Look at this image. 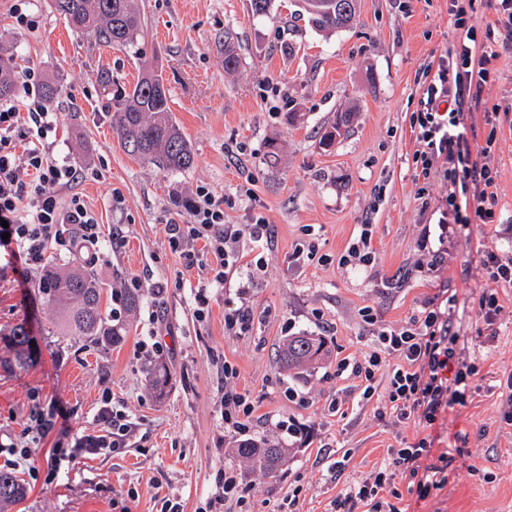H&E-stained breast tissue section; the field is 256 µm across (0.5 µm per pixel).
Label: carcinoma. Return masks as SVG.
I'll use <instances>...</instances> for the list:
<instances>
[{
	"mask_svg": "<svg viewBox=\"0 0 512 512\" xmlns=\"http://www.w3.org/2000/svg\"><path fill=\"white\" fill-rule=\"evenodd\" d=\"M53 9L63 16L76 33L112 48H126L143 32L137 0H52ZM309 22L329 32L350 27L356 19L358 0H302ZM23 59L14 53H0V100L15 92V78ZM240 56L232 35L224 33V71L235 72ZM169 90L159 70L151 63H141V71L131 88L116 89L112 96L117 126L128 153L167 170H185L192 166L190 145L172 117ZM77 270H61L49 265L38 280L36 300L52 308L55 318L48 329L51 336H65L97 344L113 345L123 339L121 327L101 306L102 286L95 277L90 257L79 258ZM11 346L28 355L35 354L32 336L24 323L9 333ZM327 356L324 341L313 336H290L281 348V362L290 370H306L323 362ZM148 383L157 389L169 382V372L162 365L147 371ZM241 458L264 472L277 471L285 451L268 444L245 440L237 444ZM26 489L16 475L0 470V505L24 497Z\"/></svg>",
	"mask_w": 512,
	"mask_h": 512,
	"instance_id": "1",
	"label": "carcinoma"
}]
</instances>
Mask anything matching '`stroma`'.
<instances>
[{
	"label": "stroma",
	"instance_id": "stroma-1",
	"mask_svg": "<svg viewBox=\"0 0 512 512\" xmlns=\"http://www.w3.org/2000/svg\"><path fill=\"white\" fill-rule=\"evenodd\" d=\"M358 2L352 27L329 32L312 26L299 0H271L262 18L252 15L250 0H141L144 32L119 50L74 33L49 0H27L35 26L18 29L16 0H0V49L20 50L38 62L41 77L62 85L51 153L81 169L75 190L103 233L121 234L95 265L103 307L113 308L124 280L139 278L145 288L135 311L116 316L126 328L120 343H59L45 334L53 310L32 306L33 289L17 287L12 270L0 269V469L22 441L30 412L50 416L55 402L71 408L73 428H90L108 389L134 424L123 454L80 459L56 473L51 450L59 433L37 440L18 473L27 494L1 512H160L168 496L184 512H199L230 465L249 487V512H280L291 497L295 512H331L349 483L369 477L388 462L389 449L421 432L417 422L397 421L383 401L362 400L358 378L337 373L338 362L363 359L377 326L399 328L426 303L448 299L457 355L479 373L466 404L446 413L434 450L464 454L449 466L447 485L428 498L418 499L407 478L384 496L399 512H512V424L502 418L511 393L512 286H494L480 266L487 251L512 257V43L493 37L495 75L467 114L480 139L489 131L485 113L499 115L496 219L457 224L440 179L419 192L411 127L427 68L456 37L448 0ZM228 32L241 58L231 75L224 71ZM144 59L161 69L173 117L191 144L194 164L185 171L130 155L115 126L111 90L133 86ZM344 110L351 113L347 133L323 147L322 132ZM272 140L280 147L274 157ZM200 186L223 198L227 223L254 214L273 232L254 288L243 299L232 286L211 289L204 322L193 315L191 291L209 274L186 269L164 232ZM365 224L373 264L339 266ZM178 277L184 288L151 293L154 282ZM491 287L501 311L490 327L476 309ZM243 303L252 327L228 335L224 313ZM367 307L379 325L364 320ZM21 322L39 344L35 358L8 345ZM298 333L322 337L329 350L323 364L299 377L278 357L283 340ZM151 337L157 347L148 346ZM226 361L255 406L250 438L288 451L276 473L243 461L224 434ZM157 362L170 371L159 392L145 377ZM338 397L344 405L336 413L329 404ZM288 417L302 424L301 433L277 429Z\"/></svg>",
	"mask_w": 512,
	"mask_h": 512
}]
</instances>
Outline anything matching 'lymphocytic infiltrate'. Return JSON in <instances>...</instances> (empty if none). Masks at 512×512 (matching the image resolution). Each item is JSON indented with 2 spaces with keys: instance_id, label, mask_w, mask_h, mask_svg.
<instances>
[{
  "instance_id": "1",
  "label": "lymphocytic infiltrate",
  "mask_w": 512,
  "mask_h": 512,
  "mask_svg": "<svg viewBox=\"0 0 512 512\" xmlns=\"http://www.w3.org/2000/svg\"><path fill=\"white\" fill-rule=\"evenodd\" d=\"M466 0H449L448 13L457 37L437 62L426 88L423 108L412 126L419 148L415 153L417 179L430 182L440 177L448 188V213L454 223L478 217L489 224L495 219L490 203L495 198L497 170L493 158L495 135L484 142L469 140L464 118L466 101H478L491 79L489 52L477 49V30L470 22ZM39 66L28 61L22 71L27 86L24 96L0 109V257L8 264H23L37 272L53 257L56 247L74 244L94 248L100 241L99 223L72 186L77 169L60 163L48 149V136L57 130L52 105L34 93ZM188 205L189 217L170 221L164 230L172 252L182 255L186 266L204 264L212 278L193 295L198 321L209 316L208 286L235 282L239 294L253 287L265 267L258 250L270 246L272 235L263 217L248 224L224 221V202L206 188ZM457 338L448 310L431 302L401 329H379L373 348L364 360L341 362L340 371L351 372L364 384L362 396L374 395L372 381L385 370V401L397 419H415L424 434L414 443L391 449V460L370 476L349 486L337 500L341 512H399L382 493L397 476L416 478L419 498L448 482L446 467L431 464L434 439L431 431L453 405L465 403L475 373L460 362ZM224 406L221 420L228 436L246 434L254 413L248 396L237 391L238 370L224 365ZM132 426L125 414L112 406L111 391H104L92 428L74 431L66 445L52 451L55 465L83 458L120 454L127 448Z\"/></svg>"
}]
</instances>
